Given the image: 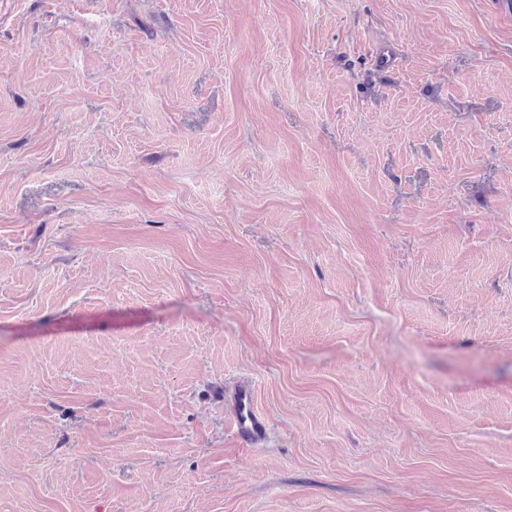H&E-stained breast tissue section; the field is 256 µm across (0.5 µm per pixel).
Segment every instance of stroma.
Returning a JSON list of instances; mask_svg holds the SVG:
<instances>
[{"label": "stroma", "instance_id": "stroma-1", "mask_svg": "<svg viewBox=\"0 0 512 512\" xmlns=\"http://www.w3.org/2000/svg\"><path fill=\"white\" fill-rule=\"evenodd\" d=\"M0 512H512V10L0 0ZM234 427L237 436L246 444H257L268 434L269 421L254 404L251 385L237 384L233 389Z\"/></svg>", "mask_w": 512, "mask_h": 512}]
</instances>
